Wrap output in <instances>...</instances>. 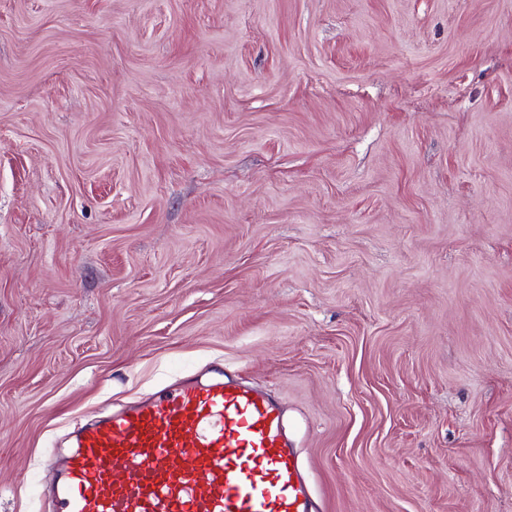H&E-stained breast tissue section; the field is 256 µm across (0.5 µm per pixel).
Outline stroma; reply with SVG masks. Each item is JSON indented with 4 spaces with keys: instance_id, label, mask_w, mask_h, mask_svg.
I'll return each mask as SVG.
<instances>
[{
    "instance_id": "35a3bbf8",
    "label": "stroma",
    "mask_w": 512,
    "mask_h": 512,
    "mask_svg": "<svg viewBox=\"0 0 512 512\" xmlns=\"http://www.w3.org/2000/svg\"><path fill=\"white\" fill-rule=\"evenodd\" d=\"M213 361L321 512H512V0H0V512Z\"/></svg>"
}]
</instances>
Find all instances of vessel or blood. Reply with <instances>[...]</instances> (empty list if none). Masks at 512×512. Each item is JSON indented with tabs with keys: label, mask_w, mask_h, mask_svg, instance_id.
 I'll use <instances>...</instances> for the list:
<instances>
[{
	"label": "vessel or blood",
	"mask_w": 512,
	"mask_h": 512,
	"mask_svg": "<svg viewBox=\"0 0 512 512\" xmlns=\"http://www.w3.org/2000/svg\"><path fill=\"white\" fill-rule=\"evenodd\" d=\"M46 457L53 512H318L277 402L231 382L181 376L69 433Z\"/></svg>",
	"instance_id": "1"
}]
</instances>
